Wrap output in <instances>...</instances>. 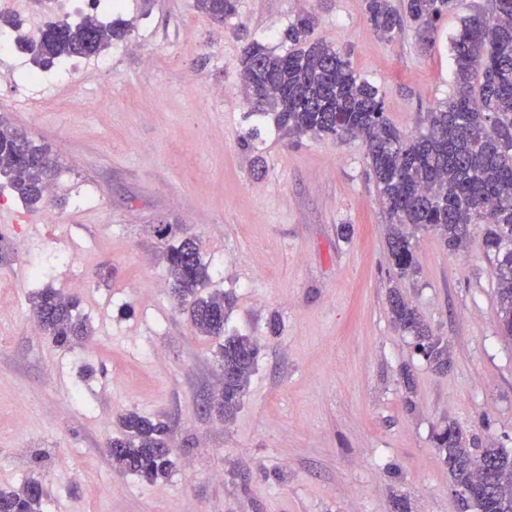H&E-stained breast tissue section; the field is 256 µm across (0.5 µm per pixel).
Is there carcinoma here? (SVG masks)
<instances>
[{
  "mask_svg": "<svg viewBox=\"0 0 512 512\" xmlns=\"http://www.w3.org/2000/svg\"><path fill=\"white\" fill-rule=\"evenodd\" d=\"M456 0H364L372 30L391 40L414 26L425 42ZM197 7L223 23L237 12V0H197ZM315 20L309 13L288 26L291 48L279 54L253 40L243 49L240 89L251 110L272 118L290 137L310 134L362 140L374 174L379 201L388 218L389 251L399 279L417 273L409 228L436 235L450 250L466 242L473 224H485V249L497 279L498 316L512 338V0H489L486 9L465 18L450 37L456 92L426 113L425 131L407 135L384 116L379 89L352 66L350 51L311 39ZM130 27L116 18L100 25L91 18L55 23L36 40L18 44L34 53L33 64L49 69L70 58L99 55L114 40L127 38ZM57 171L55 160L26 133L0 116V177L22 201L41 202ZM178 305L191 302L195 333L224 335L231 298L222 292L206 297L199 290L210 271L190 238L163 251ZM73 300L55 288L32 297L33 316L57 347L89 335ZM394 323L413 337L417 354L432 368L450 365L448 342L433 335L417 309L391 291ZM259 353L257 341L233 335L220 345L224 386L218 412L234 419L246 393ZM123 431L108 443L115 468L153 482L169 476L172 449L165 446L159 423L132 412ZM444 461L460 489L465 512H512V452L484 448L474 452L459 426L450 422L435 435ZM31 478L14 489H0V512H43L46 492L36 493Z\"/></svg>",
  "mask_w": 512,
  "mask_h": 512,
  "instance_id": "obj_1",
  "label": "carcinoma"
}]
</instances>
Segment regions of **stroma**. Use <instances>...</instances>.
Returning a JSON list of instances; mask_svg holds the SVG:
<instances>
[{
  "mask_svg": "<svg viewBox=\"0 0 512 512\" xmlns=\"http://www.w3.org/2000/svg\"><path fill=\"white\" fill-rule=\"evenodd\" d=\"M484 4L457 0L425 46L410 28L379 39L363 0H238L222 24L195 0H127L137 51L112 42L109 67L75 79L52 68L31 107L0 111L58 165L35 205L0 179L13 247L0 266V487L41 480L44 512H396L397 495L408 512H460L435 433L453 421L475 447L512 450V339L482 226L455 252L417 232L419 272L395 283L361 140L282 137L250 115L239 77L244 40L285 52L307 11L314 38L348 47L412 134L451 94L449 37ZM159 224L196 238L208 291L234 299L227 332L260 345L231 422L207 408L219 342L175 309ZM396 285L447 341L448 370L393 324ZM48 287L72 292L88 341L60 348L36 329L30 297ZM130 412L165 426L167 479L115 472L107 443Z\"/></svg>",
  "mask_w": 512,
  "mask_h": 512,
  "instance_id": "35a3bbf8",
  "label": "stroma"
}]
</instances>
